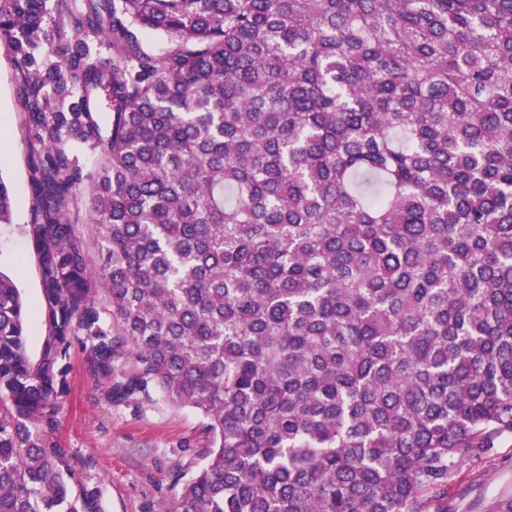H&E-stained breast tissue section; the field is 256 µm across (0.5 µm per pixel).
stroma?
Returning a JSON list of instances; mask_svg holds the SVG:
<instances>
[{
  "mask_svg": "<svg viewBox=\"0 0 512 512\" xmlns=\"http://www.w3.org/2000/svg\"><path fill=\"white\" fill-rule=\"evenodd\" d=\"M83 0H40L39 28L27 40L0 37V176L13 189L11 223L0 224V270L16 274L29 311L31 354L46 334L41 317L38 258L29 238L35 202L29 187L38 147L22 92L24 75L59 69L58 34ZM69 391L60 435L76 479L96 488L100 512H159L173 498V476L194 471L207 444L201 416L164 401L113 403L91 367L82 341L70 349ZM512 498V436L500 438L482 460L461 461L448 486V512H493Z\"/></svg>",
  "mask_w": 512,
  "mask_h": 512,
  "instance_id": "1",
  "label": "stroma"
}]
</instances>
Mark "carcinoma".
Instances as JSON below:
<instances>
[{"label":"carcinoma","mask_w":512,"mask_h":512,"mask_svg":"<svg viewBox=\"0 0 512 512\" xmlns=\"http://www.w3.org/2000/svg\"><path fill=\"white\" fill-rule=\"evenodd\" d=\"M15 11L0 34H33ZM72 26L112 54L24 77L47 334L32 357L0 270V512H98L60 438L80 337L109 401L202 418L161 512H448L512 434V0H85ZM47 81L83 105L45 113ZM66 217L74 226L77 236L83 241L85 249L93 259L95 256L93 215L87 204L82 200L71 203L66 210Z\"/></svg>","instance_id":"cac0c4a2"}]
</instances>
